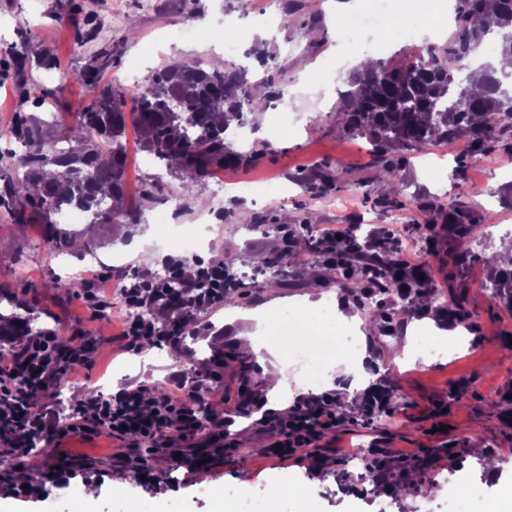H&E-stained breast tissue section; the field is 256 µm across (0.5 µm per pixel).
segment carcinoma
I'll use <instances>...</instances> for the list:
<instances>
[{"instance_id":"cac0c4a2","label":"carcinoma","mask_w":512,"mask_h":512,"mask_svg":"<svg viewBox=\"0 0 512 512\" xmlns=\"http://www.w3.org/2000/svg\"><path fill=\"white\" fill-rule=\"evenodd\" d=\"M455 22L445 43L430 45L404 63L379 61L358 69L340 97L343 131L372 142L381 175L392 183L398 169L383 155L393 143L414 151L450 146L467 135L477 147L491 148L512 134V92L507 90L512 73L482 68L481 94L448 79L453 68L469 67L471 56L493 38L500 53L512 55V0H457ZM85 85L90 102L75 117L81 146H56L38 116L21 115L11 134L25 148L23 172L0 171V208L9 221L22 227L39 212L46 243L69 254L85 251L89 239L54 218L62 205L94 212L88 229L141 221V214L125 204L123 97L94 75ZM254 89L245 70L220 60L189 68L174 62L153 71L131 112L143 151L173 174L184 192L214 168L246 160L232 151L226 133L246 123ZM449 230L471 242L482 239L474 221L452 224ZM487 282L492 295L512 308V270L496 268ZM30 323L29 316L0 313V337L33 340L45 332L32 330Z\"/></svg>"}]
</instances>
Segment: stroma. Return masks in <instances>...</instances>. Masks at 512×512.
Instances as JSON below:
<instances>
[{"label":"stroma","instance_id":"stroma-1","mask_svg":"<svg viewBox=\"0 0 512 512\" xmlns=\"http://www.w3.org/2000/svg\"><path fill=\"white\" fill-rule=\"evenodd\" d=\"M286 1L0 0V94L9 98L8 107L0 109V169L15 166L23 152L8 134L17 113L49 120V137L65 138L87 99L84 77L90 67H98L103 83L132 100L143 74L163 63L186 54L223 58V48L204 33L211 26L230 23L245 31L232 62L253 70L260 82L256 99L264 106L233 144L238 153L254 154V161L214 169L188 192L180 191L170 174L145 164L138 131H127L126 204L142 216V251H128L129 225L99 230L92 251L103 259V273L130 279L142 275L144 256L157 267L175 257L158 235L155 218L161 213L180 234L191 232L199 216L208 217L200 260L214 261L230 240L238 253L236 271L249 273L224 306L198 318L180 351L156 344L137 354L123 352L120 303L94 316L78 298L82 256L51 252L41 224L8 230L1 210L0 285L11 289L19 307L37 315L39 326L101 340L88 380L38 396V404L60 422L91 393L143 383L162 387L172 374L201 371L217 354L228 369L245 370L251 389L265 387L262 368L240 351L236 334L249 326L289 363L293 347L303 342L304 327L282 325L280 302H299L310 294L357 311L369 357L361 364L352 353L339 357L344 367L363 370L371 382L395 389L392 411L366 424H345L336 434L340 455L310 467L282 465L270 455L259 425L237 419L240 452L210 449L213 465L204 478L188 473L182 448L161 450L164 466L152 467L151 479L144 481L136 468L113 457L106 438L67 437L43 444L38 456L21 461L0 447V512H218L224 503L234 512H265L270 496L283 486L291 490L281 500L283 512H297L302 505L308 512H502L503 489L512 484V394L506 389L512 358L505 354L512 345V310L492 298L483 283L491 247L512 233V145L502 142L479 152L465 136L453 149L414 152L393 145L387 156L397 163L402 183L378 179L371 144L338 128L337 91L356 65L327 0H294L298 20L313 33L307 40L282 29ZM195 19L200 32L177 36L178 28ZM46 52L57 59L54 70L36 63ZM135 56L143 63L137 77L127 71ZM272 84L283 89V98L270 97ZM336 168L344 170V183L324 193L312 190L318 172ZM474 186L481 194H471ZM387 195L397 198V206H379ZM244 212L261 224L294 225L301 233L296 255L276 257L274 233L243 224ZM452 216L480 222L486 244H464L449 235ZM328 224L357 225L360 239L380 242L386 231L415 239L421 225H431L430 236L438 243L431 261L440 286L428 310L410 297L395 310L402 321L397 332L371 327L380 307H360L353 290L340 284L339 272L321 266L309 248L305 229ZM272 258L280 284L268 288L264 272ZM426 317L435 328L422 326ZM448 325L470 335L468 347L450 351L438 333ZM423 339L433 345L430 364L403 359L402 350ZM286 376L285 390L273 399L291 405L292 392L306 374L289 363ZM440 400L447 401V414L431 416ZM387 445L417 457L389 460L399 477L380 491L369 469L370 451ZM488 457L500 464L497 476L485 470ZM432 484L447 487V494L427 495ZM471 484L481 486V497L468 493ZM91 485L97 488L92 499L85 495Z\"/></svg>","mask_w":512,"mask_h":512}]
</instances>
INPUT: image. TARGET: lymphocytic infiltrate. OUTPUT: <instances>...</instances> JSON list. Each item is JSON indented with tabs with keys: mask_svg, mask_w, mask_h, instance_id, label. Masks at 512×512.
I'll return each instance as SVG.
<instances>
[{
	"mask_svg": "<svg viewBox=\"0 0 512 512\" xmlns=\"http://www.w3.org/2000/svg\"><path fill=\"white\" fill-rule=\"evenodd\" d=\"M352 229H322L316 238L329 265L340 270L360 266L364 274L362 295L373 293L383 283L382 268L394 269L402 294H418L436 286L433 265L425 251L404 243L383 255L368 250H352L348 244ZM171 284L142 277L123 289L127 308L143 310V317L126 318L123 336L127 351L135 352L164 342L179 346L192 331L197 315L223 304L234 290L236 279L220 262L176 259L170 264ZM164 314L166 322L155 319ZM98 345L86 341L82 350L65 356L58 345L56 333L19 346L10 362L0 364V427L7 434L0 444L9 455H27L23 442L27 437L48 435L59 439L70 434L87 437L109 435L126 441L134 451L133 462L140 472H148V457L174 442L191 444L201 427L216 430L224 449L238 450L229 428L236 417L261 410L260 422L268 431L272 444L280 445V460H297L299 451L316 447L327 434L344 426L347 416L331 392L305 396L287 414L263 410L262 403L240 391L238 400L223 396L224 358H213L208 371L172 378L169 390L138 385L115 394L91 395L72 409L68 424H60L45 406L31 398L19 397L20 380H29L34 389L61 390L69 377L89 369L95 360Z\"/></svg>",
	"mask_w": 512,
	"mask_h": 512,
	"instance_id": "1",
	"label": "lymphocytic infiltrate"
}]
</instances>
